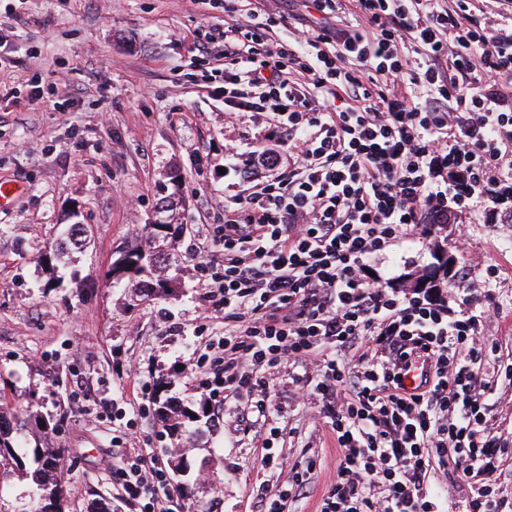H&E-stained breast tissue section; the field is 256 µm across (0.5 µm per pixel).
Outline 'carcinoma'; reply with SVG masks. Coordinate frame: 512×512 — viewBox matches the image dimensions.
<instances>
[{
	"instance_id": "obj_1",
	"label": "carcinoma",
	"mask_w": 512,
	"mask_h": 512,
	"mask_svg": "<svg viewBox=\"0 0 512 512\" xmlns=\"http://www.w3.org/2000/svg\"><path fill=\"white\" fill-rule=\"evenodd\" d=\"M88 237L78 224H64L60 227L57 239L49 248V259L61 260L68 256L69 250L80 249L86 245ZM171 244L165 239L155 240L154 233L142 228L140 242L129 249L131 253L147 251L156 255V263L149 269V275L138 279L142 298L167 296L174 292L172 285L179 277L174 275L166 280L156 276V272L166 269L179 271L175 266V255L170 252ZM156 413L164 423L166 432L173 438H179L190 432L192 424L203 417H210L207 404L201 402L197 407H186L171 398H156ZM50 428V420L31 410H13L0 407V468L15 465L27 472L25 458L32 455L35 468L30 473L36 486L30 503L18 512H66V493L61 480V452L57 448L27 446V437L37 436Z\"/></svg>"
}]
</instances>
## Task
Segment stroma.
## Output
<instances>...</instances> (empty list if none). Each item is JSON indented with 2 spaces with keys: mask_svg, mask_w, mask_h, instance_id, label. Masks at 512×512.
<instances>
[{
  "mask_svg": "<svg viewBox=\"0 0 512 512\" xmlns=\"http://www.w3.org/2000/svg\"><path fill=\"white\" fill-rule=\"evenodd\" d=\"M222 12L200 0H0V182L24 190L0 207V401L33 407L54 425L46 443L61 449L68 512L106 500L132 512L112 470V439L125 424L105 417L124 405L126 372L136 364L151 383L169 382L183 403L208 400L196 361L224 319L204 318L207 285L196 246L214 250L213 210L269 180L254 166L264 151L287 166L288 147L255 113L227 114L224 80L201 60L195 31L220 25ZM174 200L184 272L176 297L128 304L105 272L159 222L160 200ZM91 234L61 280L44 262L58 225ZM457 273L441 281L457 309L484 285L485 331L512 364V224L470 215L432 237L381 256L375 269L398 291H411L440 252ZM494 264L500 276L486 282ZM297 371L283 369L267 420L243 426L226 407L201 426L186 452L185 476H169L172 512H258L260 485L288 479L294 462L318 465L296 512H318L336 476L331 435L314 426L315 408L293 399ZM135 447L168 467L176 440L154 408L135 422ZM277 431L278 458L263 461L262 437Z\"/></svg>",
  "mask_w": 512,
  "mask_h": 512,
  "instance_id": "35a3bbf8",
  "label": "stroma"
}]
</instances>
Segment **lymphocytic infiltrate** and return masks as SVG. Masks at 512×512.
<instances>
[{"label":"lymphocytic infiltrate","instance_id":"obj_1","mask_svg":"<svg viewBox=\"0 0 512 512\" xmlns=\"http://www.w3.org/2000/svg\"><path fill=\"white\" fill-rule=\"evenodd\" d=\"M344 1L306 0L320 17L288 44L260 2L239 22L234 0H209L229 18L201 45L224 60L225 107L266 114L292 162L225 203L222 248L200 260L224 313L204 383L262 416L283 365L303 368L302 400L339 450L319 512H434L425 479L452 466L473 482V512H501L512 449L488 432V399L512 368L484 369L476 293L452 316L439 289L402 296L369 267L452 213L512 220V34L474 0H349L362 30ZM112 462L138 512H168L155 462L123 447ZM315 465L260 487L266 512L298 500Z\"/></svg>","mask_w":512,"mask_h":512}]
</instances>
